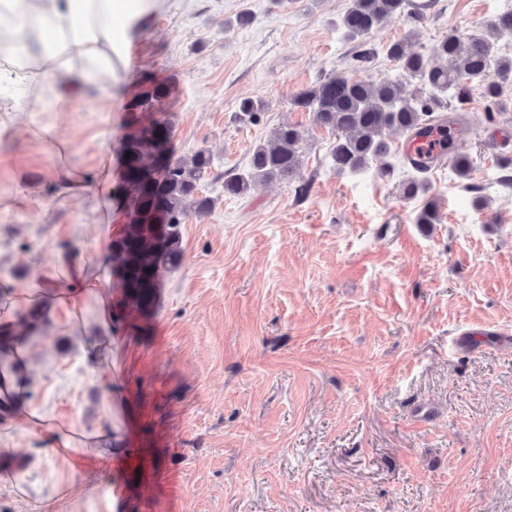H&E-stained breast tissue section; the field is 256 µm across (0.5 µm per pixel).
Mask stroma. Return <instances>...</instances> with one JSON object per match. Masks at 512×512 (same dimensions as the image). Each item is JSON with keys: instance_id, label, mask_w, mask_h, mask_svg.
Returning a JSON list of instances; mask_svg holds the SVG:
<instances>
[{"instance_id": "35a3bbf8", "label": "stroma", "mask_w": 512, "mask_h": 512, "mask_svg": "<svg viewBox=\"0 0 512 512\" xmlns=\"http://www.w3.org/2000/svg\"><path fill=\"white\" fill-rule=\"evenodd\" d=\"M348 4L165 0L131 39L111 94L49 113L72 167L95 176L108 154L120 173L148 72L172 89L176 153L214 158L202 191L215 207L182 224L184 260L163 271L154 305L129 311L112 288L111 384L84 365L93 329L71 332L53 311L34 340L35 393L58 418L91 430L106 395L116 399L110 459L16 470L38 496L70 482L61 512H512V345L499 338L512 332V192L497 184L512 110L465 142L468 178L437 167L426 197L406 199L404 138L392 140V176L338 174L329 133L290 104L336 73L390 78L387 44L413 30L432 51L512 0H433L422 20H392L372 37L379 55L362 69L359 42L336 27ZM254 96L262 119L241 123L239 103ZM283 121L309 133L308 195L273 181L225 197L221 173L245 168ZM50 164L26 141L0 143V191L18 168L41 190L40 204L0 216V279H25V252L51 262L63 243L96 250L92 201L56 197ZM428 198L441 220L423 227L415 214Z\"/></svg>"}]
</instances>
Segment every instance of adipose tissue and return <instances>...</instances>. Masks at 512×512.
Instances as JSON below:
<instances>
[{
    "label": "adipose tissue",
    "instance_id": "ef3b65f1",
    "mask_svg": "<svg viewBox=\"0 0 512 512\" xmlns=\"http://www.w3.org/2000/svg\"><path fill=\"white\" fill-rule=\"evenodd\" d=\"M164 0H0V141L27 140L57 157L67 150L55 125L39 124L40 113L70 105L89 90L110 87L126 58L133 34L146 27ZM55 195L80 199L94 192L98 199L96 263L105 264L112 244V219L119 211L112 198V170L96 179L55 161L50 167ZM31 274L17 283L0 280V477L12 481L11 461L17 439L35 442L30 463L83 458L100 461L112 450L105 429L87 431L58 419L47 403L31 396L35 356L29 337L21 333L22 315L31 309L67 311L71 332L94 323L98 334L89 344L87 367L111 378L105 349L112 343V291L84 258L60 257L45 263L25 260Z\"/></svg>",
    "mask_w": 512,
    "mask_h": 512
}]
</instances>
